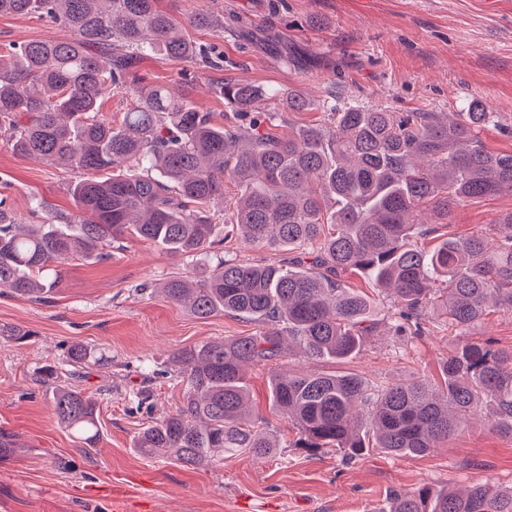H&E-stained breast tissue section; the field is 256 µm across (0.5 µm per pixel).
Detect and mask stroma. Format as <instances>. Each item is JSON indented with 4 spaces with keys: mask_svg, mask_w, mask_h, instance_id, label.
I'll return each mask as SVG.
<instances>
[{
    "mask_svg": "<svg viewBox=\"0 0 512 512\" xmlns=\"http://www.w3.org/2000/svg\"><path fill=\"white\" fill-rule=\"evenodd\" d=\"M160 6L181 19L197 13L216 19L217 27L186 33L222 50L224 66L211 70L153 56L141 61L140 73L191 94L219 121L225 107L215 86L242 80L264 85L280 100L299 88L318 102L332 97L393 112H463L476 97L503 125L512 123V0H161ZM66 35L36 16H0V48ZM185 70L192 84L182 79ZM72 178L0 139V196L19 223L35 222L36 197L55 211H74ZM510 214L512 192L469 201L421 243L430 249L451 234H484ZM207 264L202 255L175 257L121 238L110 256L67 265L49 301L0 294V326L29 334L21 344L0 339V428L22 445L0 461V512H113L119 491L125 512H379L395 490L484 481L512 488V438L491 431L481 411L423 457L373 449L348 460L332 448L295 447V429L270 404L263 364L251 366L246 379L254 418L280 441L275 457L228 454L193 468L141 456V429L182 401L173 352L259 330L224 313L196 318L161 297L166 280L195 277ZM75 343L103 357L77 380L99 403L93 449L58 424L50 388L34 380L38 367L61 361ZM447 354L448 331L437 324L408 342L378 330L346 360L295 353L285 363L291 372H351L391 384L440 380Z\"/></svg>",
    "mask_w": 512,
    "mask_h": 512,
    "instance_id": "35a3bbf8",
    "label": "stroma"
}]
</instances>
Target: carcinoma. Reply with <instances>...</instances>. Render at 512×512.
I'll list each match as a JSON object with an SVG mask.
<instances>
[{"label":"carcinoma","mask_w":512,"mask_h":512,"mask_svg":"<svg viewBox=\"0 0 512 512\" xmlns=\"http://www.w3.org/2000/svg\"><path fill=\"white\" fill-rule=\"evenodd\" d=\"M2 15H39L70 32L0 50V136L14 152L74 173L76 211L60 214L37 200L41 222L19 224L0 198V290L46 302L71 260L100 259L113 240L130 236L175 255L213 254L201 277L168 280L163 299L197 318L224 312L261 325L252 336L173 352L182 404L139 433L141 455L201 466L226 453L273 454L247 409L246 373L256 364L270 366L271 403L296 427L298 448H334L349 460L372 448L425 456L463 431L481 405L491 428L512 437V347L472 336L489 311L512 312V215L490 225L492 249L482 234L450 236L429 252L417 246L432 232L420 212L448 224L459 204L512 192V153H493L479 137L505 128L498 113L477 98L466 112L317 105L291 89L288 111L318 107L329 123L273 133L280 113L266 109L265 87L227 81L219 93L233 120L219 124L137 68L154 55L222 67L223 53L185 31L215 25L210 16L182 21L158 0H0ZM115 91L135 98L118 123L99 117ZM130 162L142 174L127 175ZM218 200L225 235L239 231L243 242L274 251L297 248L302 268L221 255L211 214ZM348 272L369 275L390 306L378 309L376 296L350 288ZM435 320L448 326L441 385L288 373L279 363L287 346L307 358H352L380 326L411 339ZM100 362L94 349L75 344L60 366L38 371L55 383L58 423L88 448L100 435L97 400L57 379L61 366ZM16 449L15 435L0 429V460ZM379 512H512V492L489 482L439 493L423 486L392 492Z\"/></svg>","instance_id":"carcinoma-1"}]
</instances>
